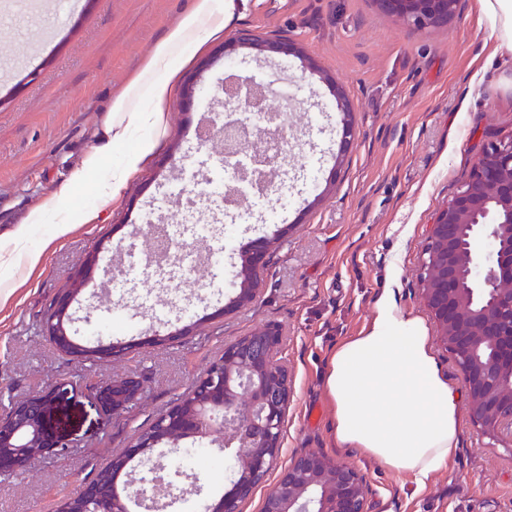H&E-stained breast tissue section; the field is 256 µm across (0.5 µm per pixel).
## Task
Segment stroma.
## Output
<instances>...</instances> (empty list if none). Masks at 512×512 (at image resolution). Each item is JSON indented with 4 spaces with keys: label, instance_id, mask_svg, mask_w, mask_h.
I'll use <instances>...</instances> for the list:
<instances>
[{
    "label": "stroma",
    "instance_id": "obj_1",
    "mask_svg": "<svg viewBox=\"0 0 512 512\" xmlns=\"http://www.w3.org/2000/svg\"><path fill=\"white\" fill-rule=\"evenodd\" d=\"M0 0V233L56 191L96 144L94 132L113 97L135 77L168 28L194 0H89L61 8ZM288 39L302 57L281 60L243 49L225 59L241 33ZM168 107V129L118 198L94 224L50 242L52 227H32L44 261L0 310V418L14 404L61 379L79 393L61 402L49 426L67 446L0 479V512H58L160 415L187 394L224 348L269 324L279 325L278 358L291 380L274 467L242 504L260 512L279 474L300 449L328 453L370 480L369 512H512V442L484 434L463 415L448 469L418 485L358 450L337 448L333 405L324 389L330 354L371 321L380 295L395 289L403 312L433 337V352L453 383L461 376L437 343L420 291L432 215L467 178L488 142L512 132V61L501 57L475 0L438 27L417 30L383 13L375 0H224V31L185 53ZM312 58L321 75L303 69ZM211 87L227 73L288 86V153L272 190L225 211L228 180L217 153L199 147L195 130L220 120L205 99L187 105L198 70ZM352 111L355 141L337 164L339 117L333 87ZM196 188L179 240L184 267H147V226L170 220L182 188ZM259 237L271 250L254 300L235 307L226 279L240 250ZM134 244L136 260L119 266L112 291L94 279L115 252ZM99 262L74 293L71 338L85 355L55 350L43 335L51 304L89 255ZM163 342H155V335ZM115 345L114 356L95 357ZM133 377L143 385L126 410L104 415L84 393L90 381ZM196 471L201 496L172 512H194L197 498L228 489L224 451Z\"/></svg>",
    "mask_w": 512,
    "mask_h": 512
}]
</instances>
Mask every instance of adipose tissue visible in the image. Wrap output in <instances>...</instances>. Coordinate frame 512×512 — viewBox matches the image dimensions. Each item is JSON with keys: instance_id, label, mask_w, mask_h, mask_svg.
Listing matches in <instances>:
<instances>
[{"instance_id": "adipose-tissue-1", "label": "adipose tissue", "mask_w": 512, "mask_h": 512, "mask_svg": "<svg viewBox=\"0 0 512 512\" xmlns=\"http://www.w3.org/2000/svg\"><path fill=\"white\" fill-rule=\"evenodd\" d=\"M477 6L498 50L512 56V0H477ZM223 30L224 0H196L157 43L142 73L113 99L96 131L97 147L70 170L58 192L43 197L20 224L0 235L1 308L17 290V268L31 271L43 262V249L28 245L31 226L51 225V238L59 241L77 223L94 222L112 205L167 130L176 52ZM121 145L126 151L120 164L106 172V156ZM94 173L101 176L95 204L73 217L65 202ZM325 389L334 405L337 447L358 449L421 485L447 469L458 447L461 394L442 373L425 327L400 310L393 291L380 296L369 325L333 351Z\"/></svg>"}]
</instances>
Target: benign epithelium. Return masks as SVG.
Masks as SVG:
<instances>
[{
	"label": "benign epithelium",
	"instance_id": "benign-epithelium-1",
	"mask_svg": "<svg viewBox=\"0 0 512 512\" xmlns=\"http://www.w3.org/2000/svg\"><path fill=\"white\" fill-rule=\"evenodd\" d=\"M381 10L405 24L422 29L455 16L461 0H377ZM285 57L298 56L299 47L284 40L242 37L225 46L224 56L237 48ZM271 91L252 87L245 103L259 107ZM340 118L337 153L342 163L352 150L351 110L336 91ZM224 134L227 157L245 148L252 133L244 119L224 115L212 130ZM285 150L255 153L252 165L239 166L240 179L255 186L279 170ZM271 242L257 238L243 249L240 265L231 266L237 291L234 303L254 296L266 265ZM421 295L433 316L439 339L457 365L473 422L486 434L512 439V136L490 141L477 157L468 177L431 220L421 274ZM72 322L69 296L62 297L45 323V336L61 352H80L68 334ZM282 330L269 326L224 348L192 391L155 420L148 437L138 436L125 452L140 460L149 448H164L174 456L181 441L208 442L224 449L230 488L205 512H241L257 478L265 477L281 447L291 382L276 358ZM87 394L102 410L115 412L134 401L140 384L132 380L89 382ZM74 391L59 380L17 403L8 422H0V477L14 475L35 456L54 455L66 447L47 427L54 403ZM367 478L326 453L302 450L295 454L267 495L263 512H367ZM129 484L107 486L89 482L67 498L60 512H84L77 502L94 505L92 512H125Z\"/></svg>",
	"mask_w": 512,
	"mask_h": 512
}]
</instances>
